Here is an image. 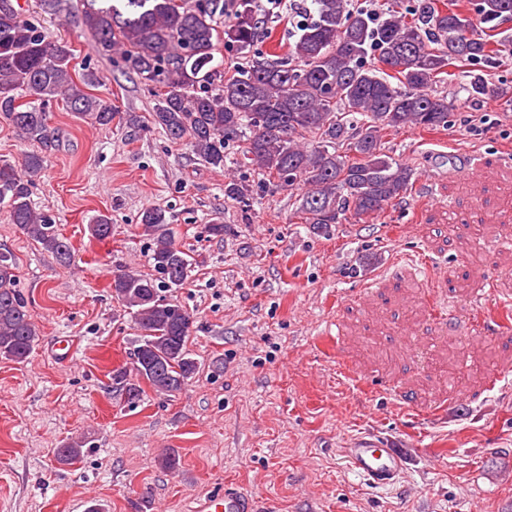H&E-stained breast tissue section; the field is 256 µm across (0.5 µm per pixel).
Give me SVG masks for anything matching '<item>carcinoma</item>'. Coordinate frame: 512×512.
<instances>
[{
  "label": "carcinoma",
  "instance_id": "cac0c4a2",
  "mask_svg": "<svg viewBox=\"0 0 512 512\" xmlns=\"http://www.w3.org/2000/svg\"><path fill=\"white\" fill-rule=\"evenodd\" d=\"M83 24L97 52L123 49L129 72L159 89L152 120L173 140L189 138L195 154L224 167L229 143L243 140L245 163L292 191L303 187L296 212L315 234L333 225L374 219L406 197L416 171L383 151L388 132L438 130L451 123L454 100L432 90L448 69L457 70L473 103L492 95L512 106V87L493 86L480 64H497L508 51L501 27L512 22V0H469L443 9L439 0L391 7L376 18L351 0H311L314 19L300 26L288 52L278 57L254 49L263 20L256 0H83ZM230 11L220 27L215 15ZM240 55L238 72L224 75L215 60L219 45ZM73 53L49 41L41 16L24 15L18 0H0V117L35 149L17 165L0 164V208L33 241L60 261L71 248L51 219L32 206L44 169L40 147L49 140L48 102L95 124L112 123V108L98 103L71 74ZM224 196L248 205L242 180L224 184ZM139 229L153 242L150 261L160 280L135 271L115 275L112 292L140 329L131 367L112 372L128 403L141 400L139 381L156 392L182 391L199 370L187 347L194 318L162 295L182 287L191 266L174 242L165 211L147 208ZM92 237L112 236L99 216ZM15 264L0 252V357L29 360L37 330L16 288ZM88 442L74 439L57 449L62 465H74Z\"/></svg>",
  "mask_w": 512,
  "mask_h": 512
}]
</instances>
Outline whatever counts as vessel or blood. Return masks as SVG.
Returning a JSON list of instances; mask_svg holds the SVG:
<instances>
[{
    "label": "vessel or blood",
    "instance_id": "vessel-or-blood-1",
    "mask_svg": "<svg viewBox=\"0 0 512 512\" xmlns=\"http://www.w3.org/2000/svg\"><path fill=\"white\" fill-rule=\"evenodd\" d=\"M345 456L354 473L377 486L394 484L404 467L398 449L370 436L358 438L346 449ZM195 512H260V509L253 499L228 484L197 499Z\"/></svg>",
    "mask_w": 512,
    "mask_h": 512
}]
</instances>
